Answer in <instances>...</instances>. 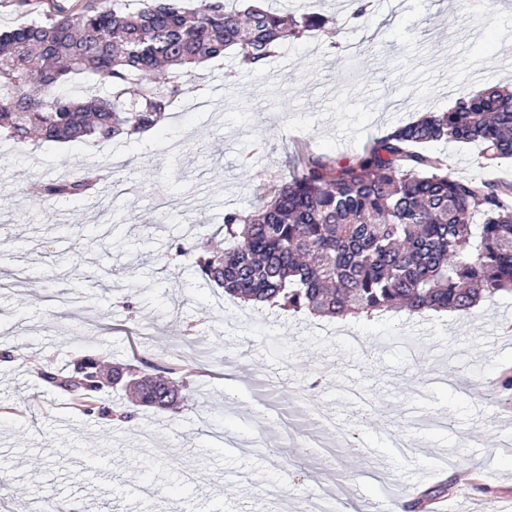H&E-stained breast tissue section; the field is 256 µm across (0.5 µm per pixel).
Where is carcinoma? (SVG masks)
I'll use <instances>...</instances> for the list:
<instances>
[{"label":"carcinoma","instance_id":"1","mask_svg":"<svg viewBox=\"0 0 512 512\" xmlns=\"http://www.w3.org/2000/svg\"><path fill=\"white\" fill-rule=\"evenodd\" d=\"M101 0L76 15L0 34V132L66 143L136 139L157 127L172 103L193 92L177 74L239 49L246 72L279 46L322 24L313 15L224 0ZM110 86L73 99V76ZM477 142L486 160L512 159V91L491 87L460 97L378 138L353 158L297 157L271 200L250 213L224 212V251L196 256L201 275L232 299L327 317L468 311L483 298L512 294V182L454 179L435 141ZM86 170L41 188L47 201L90 193ZM105 364L86 358L65 375L41 372L83 414L129 422L103 404ZM135 404L176 410L184 397L162 375L112 368Z\"/></svg>","mask_w":512,"mask_h":512}]
</instances>
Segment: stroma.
I'll list each match as a JSON object with an SVG mask.
<instances>
[{
    "label": "stroma",
    "instance_id": "obj_1",
    "mask_svg": "<svg viewBox=\"0 0 512 512\" xmlns=\"http://www.w3.org/2000/svg\"><path fill=\"white\" fill-rule=\"evenodd\" d=\"M97 2L0 0V31ZM267 3L326 25L252 75L234 48L193 68L195 92L137 140H0V512L47 496L97 512H320L330 495L340 512L403 510L440 482L447 512H512V294L467 313L318 317L257 310L168 260L183 240L223 249L225 211L254 210L297 144L352 158L461 93L512 85V0H374L365 24L340 0ZM429 150L455 178L512 180V159L487 163L478 144ZM89 168L92 196L40 197ZM194 344L188 402L130 422L74 411L39 376L87 357L154 374ZM298 407L349 439L309 446Z\"/></svg>",
    "mask_w": 512,
    "mask_h": 512
}]
</instances>
